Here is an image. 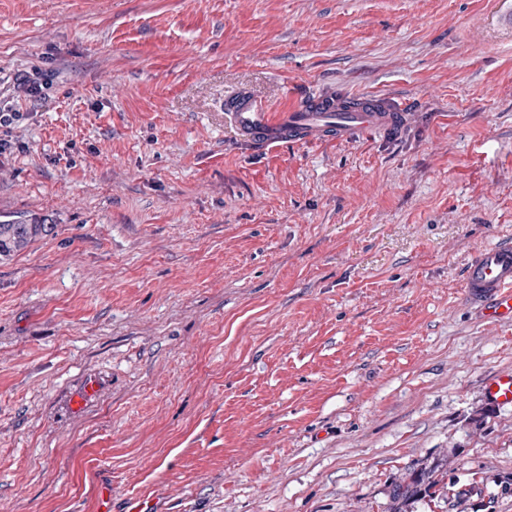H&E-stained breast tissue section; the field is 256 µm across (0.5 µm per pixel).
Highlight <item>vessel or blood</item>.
I'll use <instances>...</instances> for the list:
<instances>
[{"instance_id":"1","label":"vessel or blood","mask_w":512,"mask_h":512,"mask_svg":"<svg viewBox=\"0 0 512 512\" xmlns=\"http://www.w3.org/2000/svg\"><path fill=\"white\" fill-rule=\"evenodd\" d=\"M238 135L260 150L322 141H347L368 130L389 126L396 118L389 97L369 94L344 98L323 94L276 115L254 95L241 92L224 103ZM468 300L492 325L512 323V241L473 251L464 269ZM485 395L498 405L512 404V372L493 377Z\"/></svg>"}]
</instances>
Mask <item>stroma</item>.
I'll return each instance as SVG.
<instances>
[{"label": "stroma", "mask_w": 512, "mask_h": 512, "mask_svg": "<svg viewBox=\"0 0 512 512\" xmlns=\"http://www.w3.org/2000/svg\"><path fill=\"white\" fill-rule=\"evenodd\" d=\"M508 9L0 0V221L54 227L0 262V512H392L444 462L407 512H512V325L460 288L512 236ZM240 90L407 115L257 152ZM485 395L492 403L512 404V372L503 371L493 377L485 387ZM446 473L448 476V466L433 471H412L406 479L395 485L393 492L397 505L415 497H432L443 484Z\"/></svg>", "instance_id": "1"}]
</instances>
